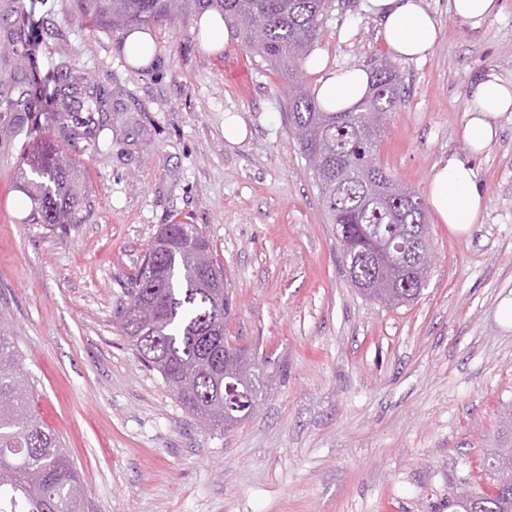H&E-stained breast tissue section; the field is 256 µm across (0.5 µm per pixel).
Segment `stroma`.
<instances>
[{"mask_svg": "<svg viewBox=\"0 0 512 512\" xmlns=\"http://www.w3.org/2000/svg\"><path fill=\"white\" fill-rule=\"evenodd\" d=\"M440 38L428 59L388 52L364 0H331L312 54L328 67L394 63L399 98L377 158L426 197L448 154L471 159L485 195L459 235L428 223L436 259L418 298L397 307L353 288L314 174L288 125L285 93L312 84L249 58V91L204 47L197 13L149 23L151 65L132 67L124 32L92 31L55 0L38 34L41 75L66 68L109 93L71 157L85 183L81 223L30 224L23 153L63 141L45 95L15 133L0 114V331L12 336L86 488L83 512H456L487 485L483 462L512 412V119L470 157L459 130L470 86L512 78V0L475 31L425 0ZM247 129L224 137V117ZM195 224L231 285L226 334L267 359L268 395L229 431L189 414L122 336L126 285L163 224Z\"/></svg>", "mask_w": 512, "mask_h": 512, "instance_id": "35a3bbf8", "label": "stroma"}]
</instances>
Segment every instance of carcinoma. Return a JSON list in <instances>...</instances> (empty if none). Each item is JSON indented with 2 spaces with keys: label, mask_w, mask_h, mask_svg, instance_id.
<instances>
[{
  "label": "carcinoma",
  "mask_w": 512,
  "mask_h": 512,
  "mask_svg": "<svg viewBox=\"0 0 512 512\" xmlns=\"http://www.w3.org/2000/svg\"><path fill=\"white\" fill-rule=\"evenodd\" d=\"M90 24L104 32H131L177 12L217 11L240 30L246 50L271 68L290 72L316 41L328 0H74ZM47 0H40L44 7ZM36 4L17 11L21 35L42 28ZM53 94L60 102L56 121L85 125L102 111L106 91L100 87L83 98L67 93L70 72L54 76ZM399 73L380 64L371 73L367 95L347 112H328L301 86L288 94V119L297 144L311 164L324 208L336 225L337 239L349 261L354 287L376 282L380 269L372 259L374 239L393 225L412 229L427 224L423 200L410 205L396 191L393 176L377 161L383 120L398 100ZM0 104L11 112L30 109L28 93L16 75L0 79ZM19 182L31 202L35 224H76L84 193L80 171L65 149L51 140L32 146ZM160 250L150 249L131 277L129 303L117 319L139 359L157 371L188 412L214 429L224 428L218 406L224 402V327L232 297L224 270L196 224H166ZM391 288L399 301L416 299L420 284L414 272L391 267ZM155 304V316L128 322L143 301ZM240 395L263 397L264 361L250 354ZM35 389L23 368L12 337L0 332V512H83L84 487L55 432L33 409ZM504 441L487 458L493 473L489 487L456 496L461 512H512V423Z\"/></svg>",
  "instance_id": "cac0c4a2"
}]
</instances>
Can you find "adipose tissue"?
Returning <instances> with one entry per match:
<instances>
[{"mask_svg": "<svg viewBox=\"0 0 512 512\" xmlns=\"http://www.w3.org/2000/svg\"><path fill=\"white\" fill-rule=\"evenodd\" d=\"M365 8L380 22L379 34L394 55L421 61L436 44L439 28L424 0H366ZM309 68L315 76L313 92L328 111H346L366 94L370 77L359 65L327 70L320 59ZM471 108L461 137L473 156L493 144L501 130L500 121L512 114V79L490 74L476 79L470 88ZM428 203L442 223L453 231L468 232L477 223L485 199L470 161L451 154L437 163L428 181Z\"/></svg>", "mask_w": 512, "mask_h": 512, "instance_id": "adipose-tissue-1", "label": "adipose tissue"}]
</instances>
